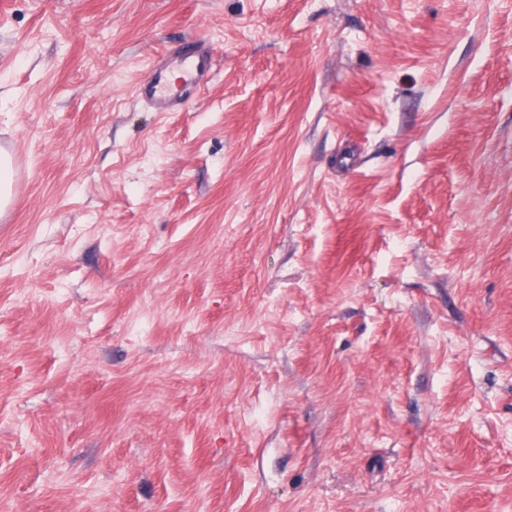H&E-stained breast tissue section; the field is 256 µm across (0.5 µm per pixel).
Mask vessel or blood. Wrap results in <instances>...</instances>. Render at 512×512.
I'll return each instance as SVG.
<instances>
[{"instance_id": "obj_1", "label": "vessel or blood", "mask_w": 512, "mask_h": 512, "mask_svg": "<svg viewBox=\"0 0 512 512\" xmlns=\"http://www.w3.org/2000/svg\"><path fill=\"white\" fill-rule=\"evenodd\" d=\"M213 54L206 43H199L196 51L178 50L164 53L161 63L155 64L144 83L141 95L149 107L158 112L174 111L183 96L200 91L211 79ZM182 73V85L179 91L169 92L166 74L171 69Z\"/></svg>"}]
</instances>
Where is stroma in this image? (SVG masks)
<instances>
[{
  "label": "stroma",
  "instance_id": "35a3bbf8",
  "mask_svg": "<svg viewBox=\"0 0 512 512\" xmlns=\"http://www.w3.org/2000/svg\"><path fill=\"white\" fill-rule=\"evenodd\" d=\"M1 141L0 512H512V0H0ZM213 54L204 41H199L197 50L187 52L183 49L163 54L161 63L155 64L148 80L144 83L141 95L146 105L156 112H173L184 96L196 94L211 80ZM176 68L182 73V85L179 91L170 93L166 84V73ZM12 163L7 154H0V213L7 208L11 199Z\"/></svg>",
  "mask_w": 512,
  "mask_h": 512
}]
</instances>
